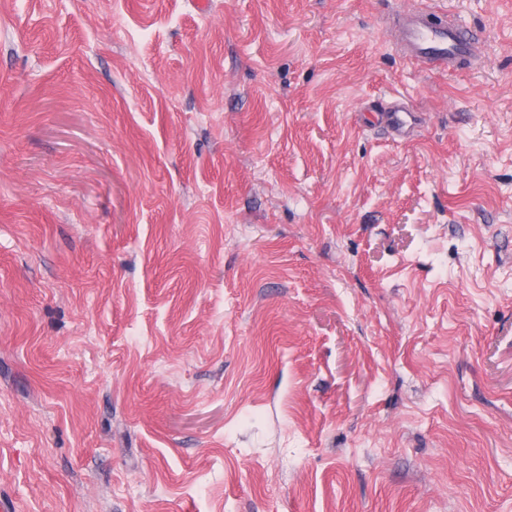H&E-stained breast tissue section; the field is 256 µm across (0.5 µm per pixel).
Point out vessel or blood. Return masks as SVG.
I'll return each mask as SVG.
<instances>
[{
    "label": "vessel or blood",
    "mask_w": 512,
    "mask_h": 512,
    "mask_svg": "<svg viewBox=\"0 0 512 512\" xmlns=\"http://www.w3.org/2000/svg\"><path fill=\"white\" fill-rule=\"evenodd\" d=\"M477 40L468 30L430 11H413L402 19L401 51L428 69H447L471 57Z\"/></svg>",
    "instance_id": "obj_1"
}]
</instances>
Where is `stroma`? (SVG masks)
<instances>
[{
    "label": "stroma",
    "instance_id": "35a3bbf8",
    "mask_svg": "<svg viewBox=\"0 0 512 512\" xmlns=\"http://www.w3.org/2000/svg\"><path fill=\"white\" fill-rule=\"evenodd\" d=\"M195 2L0 0V512H512V0ZM477 40L448 17L430 11H413L402 18L401 51L428 69H449L474 54Z\"/></svg>",
    "mask_w": 512,
    "mask_h": 512
}]
</instances>
